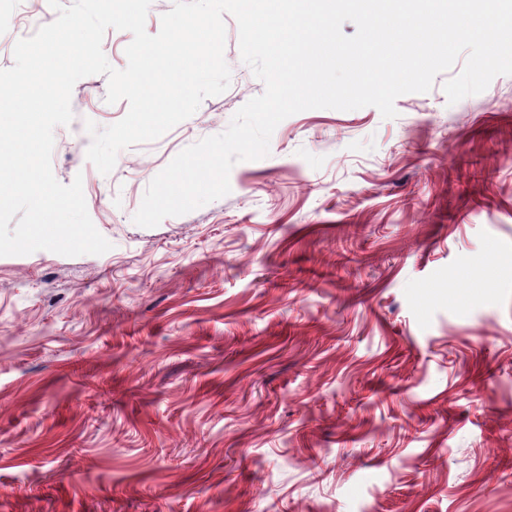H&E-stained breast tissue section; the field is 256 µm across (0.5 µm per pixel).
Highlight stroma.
<instances>
[{
  "label": "stroma",
  "mask_w": 512,
  "mask_h": 512,
  "mask_svg": "<svg viewBox=\"0 0 512 512\" xmlns=\"http://www.w3.org/2000/svg\"><path fill=\"white\" fill-rule=\"evenodd\" d=\"M2 15L0 69L56 18ZM224 22L228 90L109 174L85 123L129 105L73 88L52 170L111 248L0 256V512H512V76L294 114L227 196L140 227L264 91Z\"/></svg>",
  "instance_id": "1"
}]
</instances>
